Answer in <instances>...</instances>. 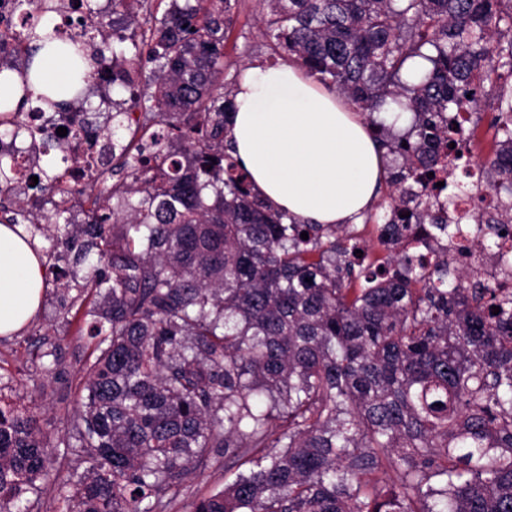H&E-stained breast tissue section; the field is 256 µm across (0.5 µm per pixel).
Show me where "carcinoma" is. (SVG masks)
Masks as SVG:
<instances>
[{"label": "carcinoma", "instance_id": "1", "mask_svg": "<svg viewBox=\"0 0 512 512\" xmlns=\"http://www.w3.org/2000/svg\"><path fill=\"white\" fill-rule=\"evenodd\" d=\"M28 2L16 13L24 58L0 67L20 103L0 102V126L56 107L54 89H37L38 49L69 62L59 112L109 65L123 88L143 61L156 71L132 129L151 157L125 149V178L105 179L82 223L58 202L60 173L40 170L20 199L16 157L0 153L3 222L20 215L43 233L51 205L83 239L75 264L96 256L86 287L98 297L86 321L98 354L72 426L88 467L68 489L36 416L0 407V512H27L38 480L66 512H167L214 455L235 477L190 512H512V295L446 255L428 268L399 251L408 234L450 246L460 234L434 215L427 172L452 142L472 160L483 101L496 115L482 167L512 224V0H260L274 52L341 93L398 161L377 227L396 249L384 260L347 224L287 223L226 153L238 0H171L142 21L144 0H112L129 17L110 40L97 38L94 0H76V37L53 0L34 19ZM392 106L414 114L408 130L374 122Z\"/></svg>", "mask_w": 512, "mask_h": 512}]
</instances>
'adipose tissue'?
<instances>
[{
  "label": "adipose tissue",
  "instance_id": "obj_1",
  "mask_svg": "<svg viewBox=\"0 0 512 512\" xmlns=\"http://www.w3.org/2000/svg\"><path fill=\"white\" fill-rule=\"evenodd\" d=\"M230 153L255 191L302 224H355L385 170L364 118L341 95L288 62L248 67L234 90ZM21 224H0V335L34 317L43 264Z\"/></svg>",
  "mask_w": 512,
  "mask_h": 512
}]
</instances>
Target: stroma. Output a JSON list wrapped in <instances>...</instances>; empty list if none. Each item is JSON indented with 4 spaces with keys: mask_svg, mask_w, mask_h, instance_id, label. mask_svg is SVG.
<instances>
[{
    "mask_svg": "<svg viewBox=\"0 0 512 512\" xmlns=\"http://www.w3.org/2000/svg\"><path fill=\"white\" fill-rule=\"evenodd\" d=\"M258 0H238L234 25L228 34L224 57V83H237L250 64L274 59L272 44L261 32L257 19ZM44 258L45 288L41 308L20 332L0 335V397L17 407L34 411L52 443L50 463L63 476L79 479L87 464L78 448H65L61 438L70 436L81 394L83 369L93 359V343L78 335L75 314L90 307L83 280L64 281L62 269L70 267L78 245L63 234L52 239L37 238ZM50 353L57 369L46 376L40 356ZM226 480L223 459L196 469L187 477L170 512H187L199 495L223 488Z\"/></svg>",
    "mask_w": 512,
    "mask_h": 512,
    "instance_id": "stroma-1",
    "label": "stroma"
}]
</instances>
